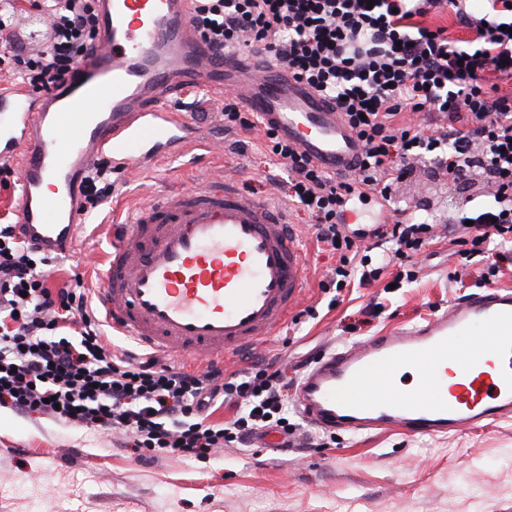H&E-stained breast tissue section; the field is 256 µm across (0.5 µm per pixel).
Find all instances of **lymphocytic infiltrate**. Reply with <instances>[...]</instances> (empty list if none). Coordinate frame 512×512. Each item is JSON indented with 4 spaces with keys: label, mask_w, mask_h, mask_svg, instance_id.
Listing matches in <instances>:
<instances>
[{
    "label": "lymphocytic infiltrate",
    "mask_w": 512,
    "mask_h": 512,
    "mask_svg": "<svg viewBox=\"0 0 512 512\" xmlns=\"http://www.w3.org/2000/svg\"><path fill=\"white\" fill-rule=\"evenodd\" d=\"M467 0H194L203 39L228 51L258 53L329 100L362 144L349 176L326 172L296 144L267 130V151L286 169L284 190L311 219L318 243L337 254L336 290L379 280L390 266L414 278L415 258L434 239L424 221L378 225L363 245L340 215L355 197L395 202L410 162L424 159L449 179L478 176L485 199L462 196L453 230L464 260L490 244L512 245V0H485L490 20L472 16ZM453 12L472 33L461 41L422 23L432 9ZM50 36L39 50L8 57L9 75L33 92H50L98 36L96 0H44ZM424 113L441 125L426 131L402 121ZM51 259L0 224V407L35 413L100 432L120 433L140 458L210 459L276 429L293 448L286 374L256 363L225 374L159 364L114 351L104 318L83 279L54 287ZM234 408L214 422V402Z\"/></svg>",
    "instance_id": "obj_1"
}]
</instances>
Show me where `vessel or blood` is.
Wrapping results in <instances>:
<instances>
[{
    "instance_id": "obj_1",
    "label": "vessel or blood",
    "mask_w": 512,
    "mask_h": 512,
    "mask_svg": "<svg viewBox=\"0 0 512 512\" xmlns=\"http://www.w3.org/2000/svg\"><path fill=\"white\" fill-rule=\"evenodd\" d=\"M88 55L50 93L0 89V159L14 162L17 231L56 255L76 240L84 176L215 152L206 112L177 111L184 88L233 86L243 105L328 173L350 174L362 147L339 112L274 63L204 43L191 0H99ZM107 257L96 302L113 330L151 355L225 363L275 336L309 283L294 224L277 201L246 197L235 176L203 178L140 205ZM452 362L456 381L438 373ZM419 370L412 392L397 373ZM325 429L454 434L512 416V290L482 288L442 313L323 357L298 391Z\"/></svg>"
}]
</instances>
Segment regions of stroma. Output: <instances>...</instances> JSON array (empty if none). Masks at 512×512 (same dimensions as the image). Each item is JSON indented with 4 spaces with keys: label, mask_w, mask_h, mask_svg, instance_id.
<instances>
[{
    "label": "stroma",
    "mask_w": 512,
    "mask_h": 512,
    "mask_svg": "<svg viewBox=\"0 0 512 512\" xmlns=\"http://www.w3.org/2000/svg\"><path fill=\"white\" fill-rule=\"evenodd\" d=\"M12 30L16 44L30 52L45 43L50 20L27 2ZM176 100L181 111L215 113L208 131L215 143L239 144L224 159L247 196L287 203L277 185L285 171L259 152L262 128L225 132L220 96L184 92ZM412 166V176L398 186L396 208L373 199L353 203L346 216L360 228L417 214L435 223V243L416 258V279L393 289L386 272L372 284L342 292L340 303L329 307L319 282L335 261L317 250L306 231L301 262L310 280L301 306L316 308L317 318L287 323L277 336L231 361L227 372L273 361L297 384L335 349L440 313L474 292L486 262L471 266L461 280L453 278L460 256L446 224L460 193L428 161ZM214 172L213 159L205 155L193 172L177 178L164 164L140 176L113 174L111 197L86 212L76 249L58 261L55 284L76 273L94 281L129 210L172 183L187 185ZM290 419L308 434L309 447L282 453L270 435L249 447L224 448L206 462L140 460L122 435L1 409L0 512H512V417L439 437L394 429L339 434L305 421L295 407Z\"/></svg>",
    "instance_id": "stroma-1"
}]
</instances>
